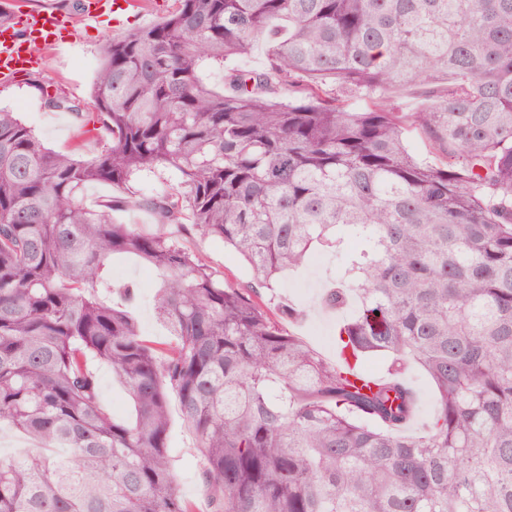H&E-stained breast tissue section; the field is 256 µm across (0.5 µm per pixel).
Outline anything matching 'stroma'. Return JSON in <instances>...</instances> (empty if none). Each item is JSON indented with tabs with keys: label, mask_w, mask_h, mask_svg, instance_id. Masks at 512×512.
<instances>
[{
	"label": "stroma",
	"mask_w": 512,
	"mask_h": 512,
	"mask_svg": "<svg viewBox=\"0 0 512 512\" xmlns=\"http://www.w3.org/2000/svg\"><path fill=\"white\" fill-rule=\"evenodd\" d=\"M45 1L72 18L73 25L62 42L44 49L41 68L36 73L37 84H30L25 76L12 83H0V107L18 113L48 148L65 151L78 143L83 154L89 157L98 149L95 137L79 136L72 116L49 109L47 97L64 96L80 102L85 111H92L91 94L105 42L162 21L176 7L177 0H139L138 7L120 12L114 19L99 25L83 19L81 0H18L19 10L24 13L40 8ZM182 244L203 257L231 286L244 288L251 284L252 274L245 261L222 241L197 235L183 239ZM336 264V258L331 256L320 265L306 263L301 269L284 273L275 288L260 291L262 302L268 305L296 304L303 316L287 323V331L331 360L336 357V324L340 316L325 311L321 296L328 285L329 272ZM142 270V265L132 260L113 263L111 268L113 280L134 281L140 286L135 316L141 334L151 341H164L168 333L154 314L155 281L144 277ZM169 410L171 451L179 491L184 499L194 504L195 512H210L209 498L199 473L195 438L185 428L177 402H170Z\"/></svg>",
	"instance_id": "obj_1"
}]
</instances>
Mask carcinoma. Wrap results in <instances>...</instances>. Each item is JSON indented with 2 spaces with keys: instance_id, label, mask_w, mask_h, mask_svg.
<instances>
[{
  "instance_id": "cac0c4a2",
  "label": "carcinoma",
  "mask_w": 512,
  "mask_h": 512,
  "mask_svg": "<svg viewBox=\"0 0 512 512\" xmlns=\"http://www.w3.org/2000/svg\"><path fill=\"white\" fill-rule=\"evenodd\" d=\"M257 45L263 66L207 86L205 64ZM102 56L96 111L47 98L92 126L93 159L0 109V425L40 445L0 459V512H194L172 394L212 512H512V0H177ZM417 87L416 109L395 105ZM162 171L178 186L84 202ZM133 204L154 231L112 217ZM195 234L265 288L314 247L342 257L321 298L346 312L339 362L284 330L295 307L272 312L178 242ZM124 256L160 275L175 342L140 335L133 286L109 298ZM371 354L384 375L351 377ZM93 361L130 418L102 404ZM415 366L436 403L423 434ZM169 410L171 451L176 460L180 494L194 504V512H210L209 498L199 473L196 441L183 425L174 395L170 398Z\"/></svg>"
}]
</instances>
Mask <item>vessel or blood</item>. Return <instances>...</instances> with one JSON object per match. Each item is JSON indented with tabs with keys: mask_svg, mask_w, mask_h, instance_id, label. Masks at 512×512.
Here are the masks:
<instances>
[{
	"mask_svg": "<svg viewBox=\"0 0 512 512\" xmlns=\"http://www.w3.org/2000/svg\"><path fill=\"white\" fill-rule=\"evenodd\" d=\"M69 25L65 14L47 7L30 15L26 37H19L13 27L0 26V81L15 80L22 73L37 68L41 63L38 47L54 45Z\"/></svg>",
	"mask_w": 512,
	"mask_h": 512,
	"instance_id": "obj_1",
	"label": "vessel or blood"
}]
</instances>
